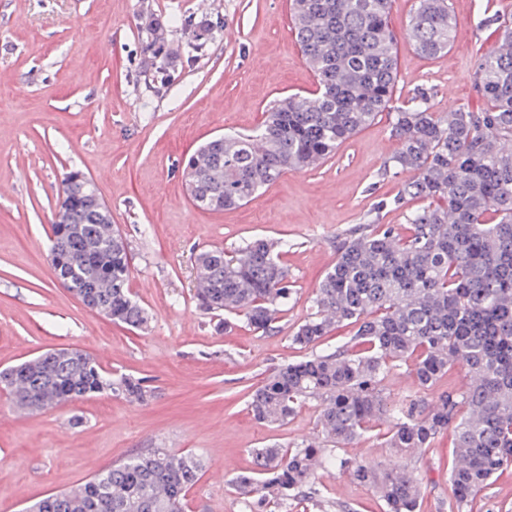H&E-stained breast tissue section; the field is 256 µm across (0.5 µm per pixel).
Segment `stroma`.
<instances>
[{"mask_svg": "<svg viewBox=\"0 0 512 512\" xmlns=\"http://www.w3.org/2000/svg\"><path fill=\"white\" fill-rule=\"evenodd\" d=\"M415 0H392L397 101L417 89L433 111L484 107L474 82L495 42L489 12L512 0H453L456 32L447 58L421 56L406 34ZM217 20L194 49L181 17ZM164 26L175 58L165 82L151 79L148 18ZM316 78L291 31L289 0H0V369L54 348H79L109 372L146 378L148 403L115 396L26 412L0 393V512H22L45 494L85 483L145 448L203 457L186 512H241L232 482L254 467L253 449L292 446L315 435L317 403L280 426L256 421L251 390L304 357L290 334L336 261L352 226L399 225L391 201L408 173L386 176L397 148L388 118L365 127L334 156L289 171L246 205L198 210L185 190L186 162L207 139L259 127L279 97L305 95ZM93 181L131 256L130 290L150 314L145 330L91 311L56 281L51 220L67 173ZM264 236L287 242L282 260L293 302L267 335L243 321L216 331L193 302L194 257ZM451 445L441 436L417 462L420 512H448ZM222 478H214V471ZM327 512H384L374 491L322 473Z\"/></svg>", "mask_w": 512, "mask_h": 512, "instance_id": "35a3bbf8", "label": "stroma"}]
</instances>
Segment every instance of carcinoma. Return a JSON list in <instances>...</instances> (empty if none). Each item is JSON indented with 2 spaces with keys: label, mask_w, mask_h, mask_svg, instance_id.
<instances>
[{
  "label": "carcinoma",
  "mask_w": 512,
  "mask_h": 512,
  "mask_svg": "<svg viewBox=\"0 0 512 512\" xmlns=\"http://www.w3.org/2000/svg\"><path fill=\"white\" fill-rule=\"evenodd\" d=\"M389 5L291 0L294 37L317 76L315 92L275 101L254 133L211 138L186 165L196 205L222 212L252 200L286 171L320 164L385 115L399 147L384 168L412 174L393 205L423 201L404 213L408 232L361 224L336 246V262L312 297L311 313L290 339L312 350L341 324L353 326V334L334 350L287 363L248 401L256 420L280 425L316 400L318 434L288 448L253 450L254 470L235 481L241 512L317 501L319 472L334 468L372 488L384 512H418L422 477L411 462L445 434L453 451L448 512H470L476 494L512 467V22L497 14L487 19L501 30L475 70L488 106L435 112L423 89L394 104L398 72ZM184 25L201 48L211 24L187 17ZM454 31L451 0H415L407 35L420 55L446 57ZM60 194L70 202L62 221L73 226L60 244L76 264L57 279L85 307L109 310L115 323L147 328L149 313L129 293L127 244L105 232L110 208L72 174ZM286 247L260 237L230 250L200 251L198 307L273 331L295 294L281 260ZM402 365L417 391L396 400L386 380ZM457 366L466 367V384L433 393ZM0 389L31 412L95 395L140 403L151 396L145 378L107 372L78 349L67 360L46 352L1 370ZM372 432L392 449L393 464L337 455ZM203 469L193 454L148 448L26 512H182Z\"/></svg>",
  "instance_id": "cac0c4a2"
}]
</instances>
